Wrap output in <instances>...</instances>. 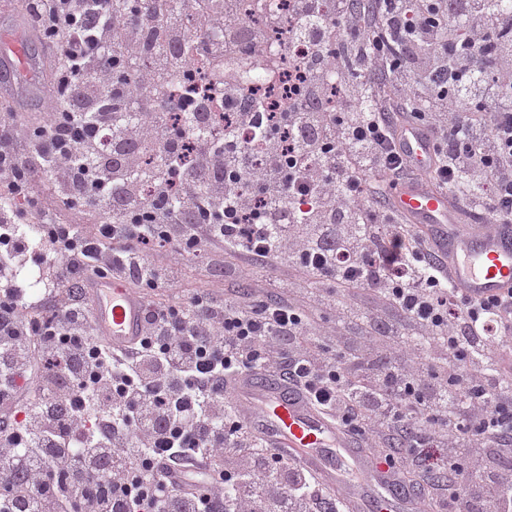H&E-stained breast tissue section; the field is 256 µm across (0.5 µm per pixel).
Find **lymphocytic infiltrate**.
<instances>
[{
  "label": "lymphocytic infiltrate",
  "mask_w": 512,
  "mask_h": 512,
  "mask_svg": "<svg viewBox=\"0 0 512 512\" xmlns=\"http://www.w3.org/2000/svg\"><path fill=\"white\" fill-rule=\"evenodd\" d=\"M22 2L51 57L50 109L0 113V176L42 221L34 239L0 209V512H323L325 486L224 400L225 376L261 370L373 448L426 512H512V292L449 287L391 201L419 180L399 146L415 125L459 223H512V15L488 0H295L304 101L269 122L224 79L219 137L211 96L171 97L168 74L194 15L213 51L259 52L235 0H151L145 17L124 0ZM46 182L107 220L91 235L61 222ZM230 257L239 278L288 282L152 300L186 262L217 273ZM31 261L38 296L12 276ZM92 275L141 294L135 346L101 343Z\"/></svg>",
  "instance_id": "obj_1"
}]
</instances>
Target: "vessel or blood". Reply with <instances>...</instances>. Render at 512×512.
I'll return each mask as SVG.
<instances>
[{
    "label": "vessel or blood",
    "mask_w": 512,
    "mask_h": 512,
    "mask_svg": "<svg viewBox=\"0 0 512 512\" xmlns=\"http://www.w3.org/2000/svg\"><path fill=\"white\" fill-rule=\"evenodd\" d=\"M30 44V36L22 32L0 40V63L19 74L9 83L13 92L42 98L43 83L28 74ZM402 150L420 171L429 170L431 146L423 131L407 129ZM393 204L431 229L448 260L452 287L475 300L512 290V223H458L447 194L424 185L401 189ZM91 290L100 336L117 347L140 334L143 303L132 289L97 278ZM226 391L249 423L270 432L292 460L340 494L346 512H416L417 498L406 484L297 391L265 374L247 375Z\"/></svg>",
    "instance_id": "obj_1"
}]
</instances>
